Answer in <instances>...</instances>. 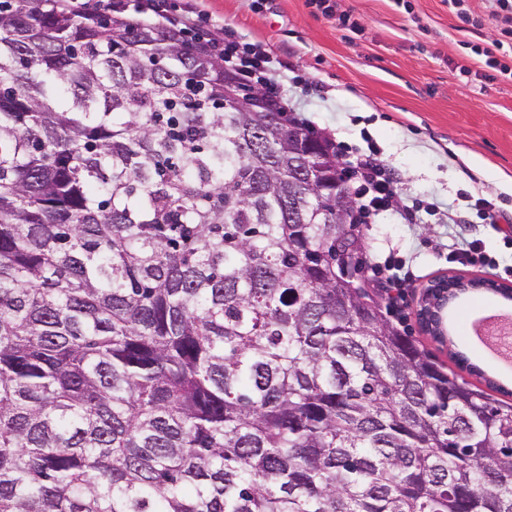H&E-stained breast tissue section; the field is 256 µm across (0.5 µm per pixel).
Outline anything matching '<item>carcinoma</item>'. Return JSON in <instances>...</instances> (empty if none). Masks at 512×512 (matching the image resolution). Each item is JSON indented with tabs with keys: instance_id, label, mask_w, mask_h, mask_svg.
Returning a JSON list of instances; mask_svg holds the SVG:
<instances>
[{
	"instance_id": "cac0c4a2",
	"label": "carcinoma",
	"mask_w": 512,
	"mask_h": 512,
	"mask_svg": "<svg viewBox=\"0 0 512 512\" xmlns=\"http://www.w3.org/2000/svg\"><path fill=\"white\" fill-rule=\"evenodd\" d=\"M229 79L0 0V512H512V404L336 287V146Z\"/></svg>"
}]
</instances>
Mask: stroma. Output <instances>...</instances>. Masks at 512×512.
<instances>
[{
  "instance_id": "1",
  "label": "stroma",
  "mask_w": 512,
  "mask_h": 512,
  "mask_svg": "<svg viewBox=\"0 0 512 512\" xmlns=\"http://www.w3.org/2000/svg\"><path fill=\"white\" fill-rule=\"evenodd\" d=\"M197 24L241 43L259 42L282 62L277 77L309 127L341 142L351 160L376 147L397 173L390 210L363 227V265L407 261L416 279L404 329L438 363L448 348L419 326L425 286L441 275L489 278L487 268L448 260L455 243L482 239L512 260L500 235L467 209V195L497 204L512 225V80H488L484 51L502 22L489 0H335L326 16L310 0H193ZM437 201L463 207L455 224L421 214L405 223L402 208Z\"/></svg>"
}]
</instances>
